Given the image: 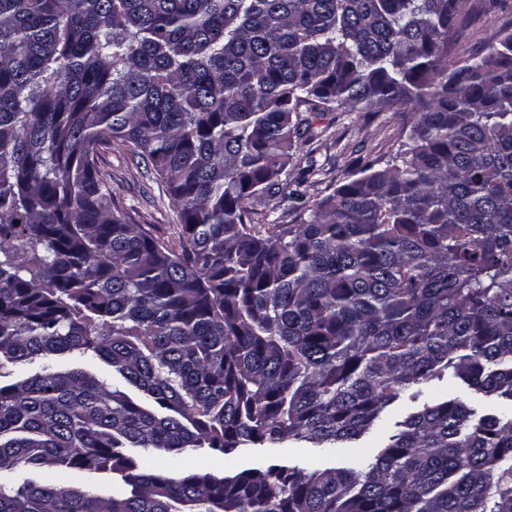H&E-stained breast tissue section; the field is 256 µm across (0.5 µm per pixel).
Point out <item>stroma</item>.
I'll return each instance as SVG.
<instances>
[{
    "label": "stroma",
    "mask_w": 512,
    "mask_h": 512,
    "mask_svg": "<svg viewBox=\"0 0 512 512\" xmlns=\"http://www.w3.org/2000/svg\"><path fill=\"white\" fill-rule=\"evenodd\" d=\"M308 118L312 123L311 130L298 142L292 160L281 174L279 193L253 202L249 212L251 223L263 224L274 218L283 224L293 223L296 212L290 194L295 187H302L309 201H319L333 193L350 175L355 159L362 156L389 159L404 149L411 130L405 113L392 110L367 114L336 107L327 112L309 113ZM98 170L111 182L120 208L129 213L136 223L153 225L157 235L171 247H178L177 217L166 183L148 170L141 156L115 147L102 154ZM448 388L477 415L512 412V401L483 397L448 371L442 379L419 385L416 399L405 397L391 405L382 421L352 448L334 453L316 448H290L279 457L262 448L251 449L245 455L200 451L183 455L175 461L159 455L155 462L163 469L175 466L184 470L220 469L227 472L277 462L306 471L334 465L361 471L367 469L377 448L396 433L399 421L413 409L433 402Z\"/></svg>",
    "instance_id": "1"
}]
</instances>
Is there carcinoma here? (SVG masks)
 <instances>
[{
  "label": "carcinoma",
  "instance_id": "1",
  "mask_svg": "<svg viewBox=\"0 0 512 512\" xmlns=\"http://www.w3.org/2000/svg\"><path fill=\"white\" fill-rule=\"evenodd\" d=\"M497 5L0 0V512H512V414L457 397L364 471L153 459L349 448L449 369L512 401V17L450 59ZM333 106L403 108L410 144L249 223ZM115 143L166 180L180 251L99 175Z\"/></svg>",
  "mask_w": 512,
  "mask_h": 512
}]
</instances>
